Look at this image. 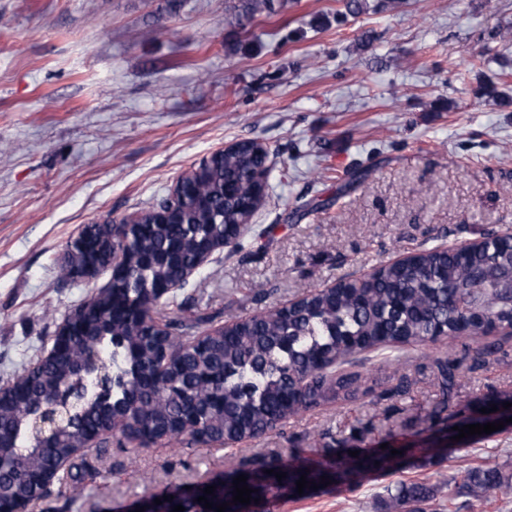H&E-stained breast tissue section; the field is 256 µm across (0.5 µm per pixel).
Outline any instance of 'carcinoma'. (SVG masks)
Masks as SVG:
<instances>
[{"label": "carcinoma", "mask_w": 512, "mask_h": 512, "mask_svg": "<svg viewBox=\"0 0 512 512\" xmlns=\"http://www.w3.org/2000/svg\"><path fill=\"white\" fill-rule=\"evenodd\" d=\"M274 10L273 0H240L236 23ZM256 141L212 159L193 179L185 199H176L175 219L154 224L153 210L139 214L148 232L132 231V260L125 275L132 287L122 299L100 291L80 305L78 331L65 348L37 362L20 384L0 397V497L29 503L44 502L53 493L69 494L74 502L85 490L83 477L100 472L79 451L81 437L116 427L129 436L145 430L173 442L207 443L220 447L254 439L289 418L329 399L355 395L357 372L338 368L382 345L423 346L439 341L482 338L465 350L471 365L480 366L503 351L491 338L512 325V234L488 232L485 246L416 251L408 265L385 264L366 280L350 279L332 290L315 289L290 309L273 307L250 317H235L205 332V344L195 345L189 330L206 322L187 324L167 319L165 307L174 297L160 299L157 285H173L194 264L201 249L224 239L225 227L244 220L252 198V173L265 165ZM112 228L90 224V240L107 254ZM434 396L427 414L431 434L453 437L452 427L483 423L479 412L498 403L495 393L478 404L458 394L461 363L433 357ZM94 380L110 382L112 396H89L68 424L46 439L32 432L33 414L59 394L86 390ZM402 456L390 449L332 457L324 448L320 460L286 462L279 457L254 456L242 467L256 478L246 481L251 496L274 504L295 498L296 480L321 484L327 475L336 483L359 484L371 471L393 472ZM70 471L55 475L59 462ZM287 473L277 480L266 471ZM234 473L215 481L197 482L157 494L155 512H203L197 502L207 486L216 505L232 501ZM512 492V477L486 467L469 470L464 482L448 488V498H480L503 490ZM439 488L425 483L400 484L389 493L390 506L406 512H426ZM174 496L164 500V496Z\"/></svg>", "instance_id": "obj_1"}]
</instances>
